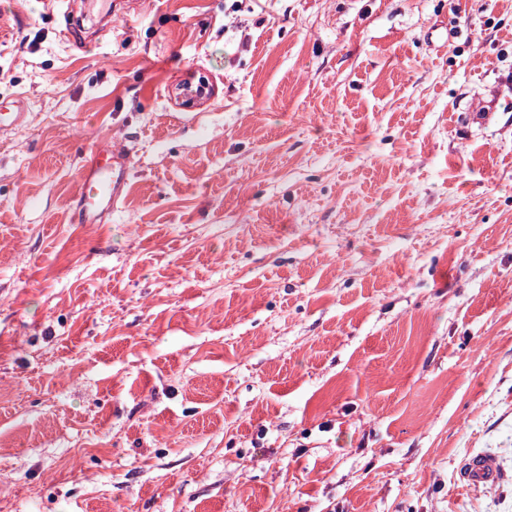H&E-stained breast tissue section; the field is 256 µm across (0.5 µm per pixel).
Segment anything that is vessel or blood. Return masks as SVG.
I'll return each mask as SVG.
<instances>
[{"label": "vessel or blood", "mask_w": 512, "mask_h": 512, "mask_svg": "<svg viewBox=\"0 0 512 512\" xmlns=\"http://www.w3.org/2000/svg\"><path fill=\"white\" fill-rule=\"evenodd\" d=\"M28 118L22 98L0 105V133L22 127ZM127 153L112 140L95 141L83 166L78 190L76 221L100 224L111 218L123 199L128 174ZM461 480L465 486L495 485L500 478L498 462L492 454L478 453L464 459Z\"/></svg>", "instance_id": "1"}]
</instances>
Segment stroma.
I'll return each instance as SVG.
<instances>
[{
	"mask_svg": "<svg viewBox=\"0 0 512 512\" xmlns=\"http://www.w3.org/2000/svg\"><path fill=\"white\" fill-rule=\"evenodd\" d=\"M231 5L0 0V512H512V0ZM21 97L14 98L5 105H0V133L24 126L29 112ZM127 153L111 139L95 141L83 165L76 224H103L123 199L128 174ZM460 476L470 488L493 486L500 478L497 459L489 453L470 455L462 463Z\"/></svg>",
	"mask_w": 512,
	"mask_h": 512,
	"instance_id": "35a3bbf8",
	"label": "stroma"
}]
</instances>
